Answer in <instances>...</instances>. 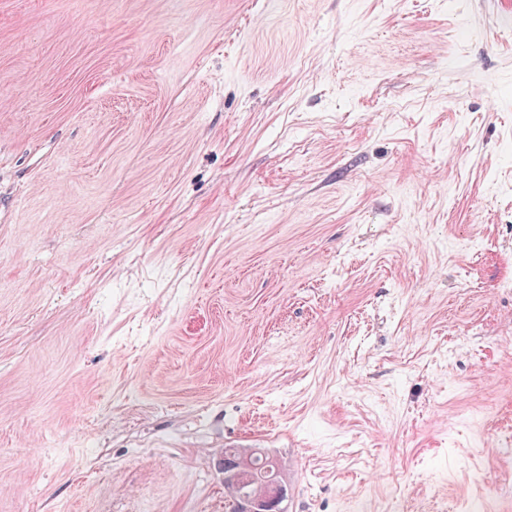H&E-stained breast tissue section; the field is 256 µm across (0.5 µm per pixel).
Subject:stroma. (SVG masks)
<instances>
[{"mask_svg":"<svg viewBox=\"0 0 512 512\" xmlns=\"http://www.w3.org/2000/svg\"><path fill=\"white\" fill-rule=\"evenodd\" d=\"M512 0H0V512H512ZM262 458L273 466L266 473L258 472ZM224 487L231 493L232 512H286L282 504L288 499V485L281 476L279 461L262 448H237L236 455L224 457ZM270 475V476H269ZM255 484L248 492L244 485Z\"/></svg>","mask_w":512,"mask_h":512,"instance_id":"35a3bbf8","label":"stroma"}]
</instances>
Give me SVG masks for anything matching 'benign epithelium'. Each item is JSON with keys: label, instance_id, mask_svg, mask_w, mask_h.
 I'll use <instances>...</instances> for the list:
<instances>
[{"label": "benign epithelium", "instance_id": "benign-epithelium-1", "mask_svg": "<svg viewBox=\"0 0 512 512\" xmlns=\"http://www.w3.org/2000/svg\"><path fill=\"white\" fill-rule=\"evenodd\" d=\"M223 467L232 512H286L288 485L277 458L262 448H239Z\"/></svg>", "mask_w": 512, "mask_h": 512}]
</instances>
